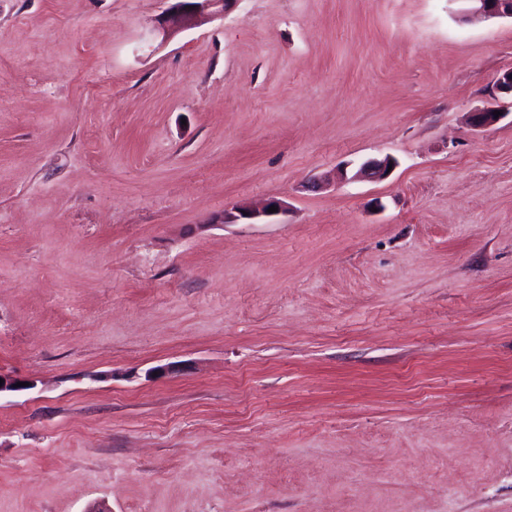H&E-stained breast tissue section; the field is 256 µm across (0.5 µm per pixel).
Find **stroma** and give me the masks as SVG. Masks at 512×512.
<instances>
[{
    "mask_svg": "<svg viewBox=\"0 0 512 512\" xmlns=\"http://www.w3.org/2000/svg\"><path fill=\"white\" fill-rule=\"evenodd\" d=\"M166 7L0 0V512H512V21ZM175 1L166 11L165 23L171 32H177L195 23L204 11L217 8L215 13H223L228 3L236 0H169ZM394 165V159L389 156L383 159H369L358 166L353 177L364 181L380 182L388 177L390 173L388 167L393 168ZM271 206L278 207L277 212L268 213V209ZM283 212H285L283 203L279 200L273 199L258 209L240 207L236 211L237 214L224 210V212L216 215L212 221L216 224H236L240 221H245L248 224H255L258 223L257 221H261L262 218L275 216Z\"/></svg>",
    "mask_w": 512,
    "mask_h": 512,
    "instance_id": "stroma-1",
    "label": "stroma"
}]
</instances>
